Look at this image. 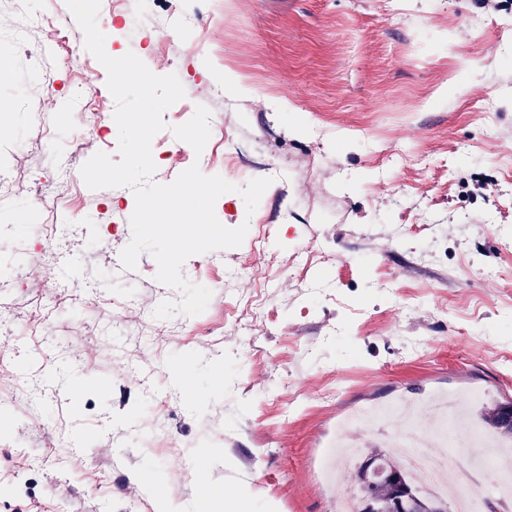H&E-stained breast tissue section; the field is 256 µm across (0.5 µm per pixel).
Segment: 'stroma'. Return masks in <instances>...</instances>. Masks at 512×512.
Wrapping results in <instances>:
<instances>
[{
  "label": "stroma",
  "instance_id": "1",
  "mask_svg": "<svg viewBox=\"0 0 512 512\" xmlns=\"http://www.w3.org/2000/svg\"><path fill=\"white\" fill-rule=\"evenodd\" d=\"M137 5L101 0L106 52L196 92L163 115L154 181L194 163L271 178L268 222L186 260L212 291L202 313L154 318L180 294L150 254L121 265L132 190L91 194L80 174L118 154L107 72L65 0H0V512H188L206 490L214 512H336L354 473L315 471L342 413L473 392L451 446L493 488L497 461L473 465L465 438L482 405L512 403V0ZM200 105L210 139L171 163V129Z\"/></svg>",
  "mask_w": 512,
  "mask_h": 512
}]
</instances>
